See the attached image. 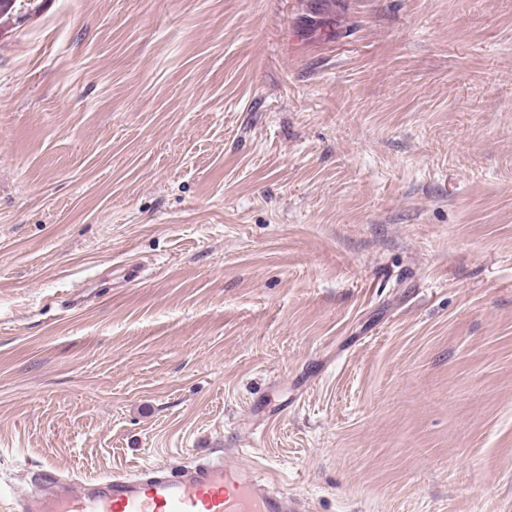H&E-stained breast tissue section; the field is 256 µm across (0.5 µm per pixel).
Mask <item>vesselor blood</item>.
<instances>
[{
  "mask_svg": "<svg viewBox=\"0 0 512 512\" xmlns=\"http://www.w3.org/2000/svg\"><path fill=\"white\" fill-rule=\"evenodd\" d=\"M14 512H310L302 498L278 490L258 468L220 457L156 463L75 480L39 470L27 491L0 485Z\"/></svg>",
  "mask_w": 512,
  "mask_h": 512,
  "instance_id": "1",
  "label": "vessel or blood"
}]
</instances>
